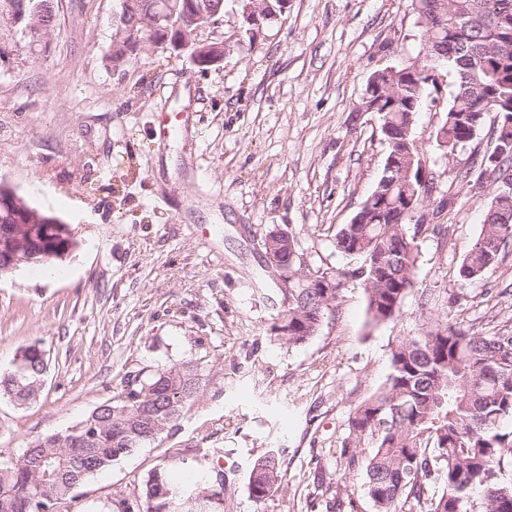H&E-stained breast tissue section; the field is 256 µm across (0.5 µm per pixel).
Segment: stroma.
Returning <instances> with one entry per match:
<instances>
[{
    "label": "stroma",
    "instance_id": "stroma-1",
    "mask_svg": "<svg viewBox=\"0 0 512 512\" xmlns=\"http://www.w3.org/2000/svg\"><path fill=\"white\" fill-rule=\"evenodd\" d=\"M54 5L56 32L35 54L0 2V181L77 240L50 267L0 277V371L34 343L48 359L36 401L0 394V458L76 425L128 375L190 361L202 389L170 433L88 479L69 512L139 493L174 448L180 477L223 470L230 512H376L362 471L348 470L340 450L351 406L390 373L391 341L426 317L485 330L512 319V254L481 280H458L502 186L455 178L492 149L490 129L452 159L433 137L452 71L441 68L440 102L425 103L414 124L448 236L422 240L398 321L372 323L360 280L349 278L317 335L281 345L271 331L277 273L264 265L261 239L287 227L305 271L355 268L335 235L388 153L378 117L360 103L373 71L420 50L410 0H289L284 16L251 33L236 0H224L215 33L224 59L204 71L158 49L112 70L118 0ZM186 110L188 131L159 143V118ZM425 290L436 298L426 309ZM272 448L286 476L259 506L247 478Z\"/></svg>",
    "mask_w": 512,
    "mask_h": 512
}]
</instances>
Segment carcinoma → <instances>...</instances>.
Here are the masks:
<instances>
[{
  "instance_id": "cac0c4a2",
  "label": "carcinoma",
  "mask_w": 512,
  "mask_h": 512,
  "mask_svg": "<svg viewBox=\"0 0 512 512\" xmlns=\"http://www.w3.org/2000/svg\"><path fill=\"white\" fill-rule=\"evenodd\" d=\"M416 24L434 40L432 59L421 67L444 63L454 73V91L435 139L452 156L483 128L495 100L512 105V0H411ZM55 14H46L43 30L28 32L29 44L52 36ZM129 47L120 38L107 56L109 63L129 61ZM415 63L374 71L367 84L368 103L377 106L382 125L397 138L403 173L381 171L378 181L353 217L336 233V250L357 260L351 271L305 272L298 240L288 230V278L282 309L272 330L281 344L298 347L321 329L339 297L343 280L362 281L367 312L376 324L399 317L403 299L414 285L420 239L429 226L405 230L402 213L421 185L434 189L435 177L414 148L415 119L439 88L417 76ZM512 141V112L500 113L495 142ZM481 173L491 182L512 181V147L482 156ZM512 250V196L496 195L485 210L480 232L463 258L459 277L478 280ZM329 278L335 288L309 287L310 279ZM47 361L45 350L30 345L0 372V393L19 405L41 392ZM197 365L182 361L161 364L145 377L135 376L126 391L100 405L64 432L39 436L18 459H0V512H61L78 498L91 477L134 454L172 430L186 404L198 397ZM512 322L490 334L451 319H436L417 336H400L390 346V374L372 396L354 404L341 457L347 467L363 466L367 495L376 512H512ZM372 445L361 457L362 448ZM283 462L269 451L257 458L247 491L264 503L280 486ZM224 472L174 484L168 468H157L138 496H117L112 512H218L224 505Z\"/></svg>"
}]
</instances>
